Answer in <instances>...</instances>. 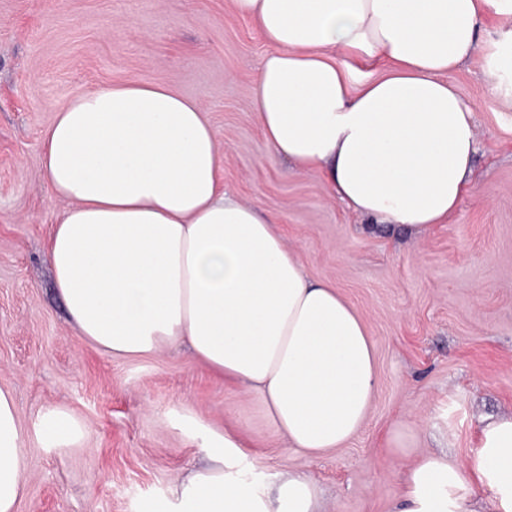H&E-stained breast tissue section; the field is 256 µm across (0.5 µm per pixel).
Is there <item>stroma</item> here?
I'll use <instances>...</instances> for the list:
<instances>
[{
    "mask_svg": "<svg viewBox=\"0 0 512 512\" xmlns=\"http://www.w3.org/2000/svg\"><path fill=\"white\" fill-rule=\"evenodd\" d=\"M272 50L230 0H0V388L25 430L17 512H152L199 461L186 413L246 433L239 473L257 488L299 469L318 485L321 512H396L417 460L467 462L482 418L512 415V101L491 94L487 58L451 76L476 106L474 189L416 238L351 213L321 174L271 159L252 89ZM139 81L208 111L225 190L275 216L306 274L335 285L363 319L377 392L342 448L312 460L287 452L255 396L187 349L114 359L67 322L44 252L65 203L43 179L41 136L74 96ZM53 410L85 436H47ZM396 429L407 444L398 452L388 444Z\"/></svg>",
    "mask_w": 512,
    "mask_h": 512,
    "instance_id": "stroma-1",
    "label": "stroma"
}]
</instances>
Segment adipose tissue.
Instances as JSON below:
<instances>
[{
    "label": "adipose tissue",
    "mask_w": 512,
    "mask_h": 512,
    "mask_svg": "<svg viewBox=\"0 0 512 512\" xmlns=\"http://www.w3.org/2000/svg\"><path fill=\"white\" fill-rule=\"evenodd\" d=\"M274 47L252 92L272 158L320 173L331 198L415 234L447 223L474 188L475 107L447 73L483 53L489 13L512 0H232ZM384 62L380 76L363 63ZM41 169L65 200L47 239L57 290L79 336L115 358L177 343L214 375L253 393L268 426L315 458L360 430L373 402L374 344L328 282H313L274 217L229 195L208 112L170 86L93 89L56 112ZM209 460L176 477L153 512H319L299 471L256 491L232 470L235 428L194 418ZM24 428L0 388V512L27 483ZM512 512V417L487 423L466 463L429 454L407 473L398 512Z\"/></svg>",
    "instance_id": "ef3b65f1"
}]
</instances>
